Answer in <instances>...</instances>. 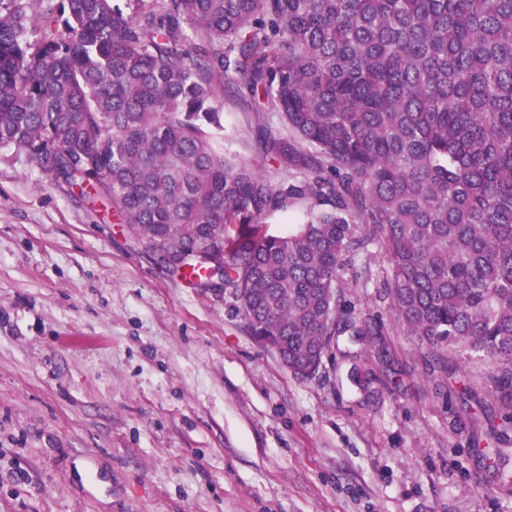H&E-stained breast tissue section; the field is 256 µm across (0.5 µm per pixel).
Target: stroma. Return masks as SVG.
I'll return each instance as SVG.
<instances>
[{"mask_svg":"<svg viewBox=\"0 0 512 512\" xmlns=\"http://www.w3.org/2000/svg\"><path fill=\"white\" fill-rule=\"evenodd\" d=\"M221 122L229 156L289 180L244 84ZM346 298L383 323L388 364L343 336L293 376L230 298L0 147V512H512V446L481 437L381 289Z\"/></svg>","mask_w":512,"mask_h":512,"instance_id":"obj_1","label":"stroma"}]
</instances>
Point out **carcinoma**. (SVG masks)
I'll list each match as a JSON object with an SVG mask.
<instances>
[{"label":"carcinoma","instance_id":"1","mask_svg":"<svg viewBox=\"0 0 512 512\" xmlns=\"http://www.w3.org/2000/svg\"><path fill=\"white\" fill-rule=\"evenodd\" d=\"M0 0V146L111 207L198 283L224 259L247 333L311 379L352 316L351 258L380 254L399 324L459 378L487 436L512 430V0ZM279 113L262 154L278 184L224 154V87ZM306 205L282 231L267 219ZM492 365L491 386L464 377Z\"/></svg>","mask_w":512,"mask_h":512}]
</instances>
